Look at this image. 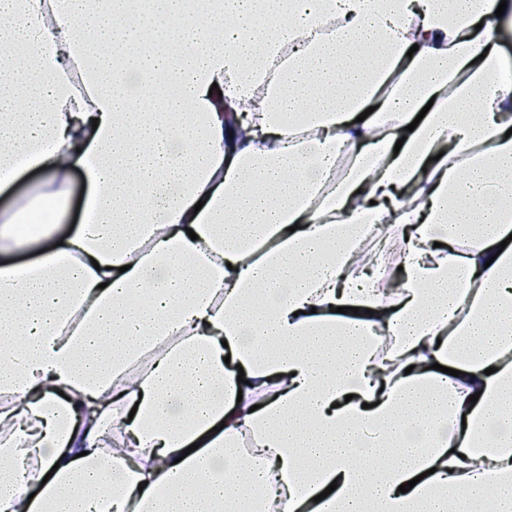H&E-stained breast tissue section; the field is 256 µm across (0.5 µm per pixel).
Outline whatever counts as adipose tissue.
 <instances>
[{"instance_id": "ef3b65f1", "label": "adipose tissue", "mask_w": 512, "mask_h": 512, "mask_svg": "<svg viewBox=\"0 0 512 512\" xmlns=\"http://www.w3.org/2000/svg\"><path fill=\"white\" fill-rule=\"evenodd\" d=\"M499 3L0 0V512H512Z\"/></svg>"}]
</instances>
